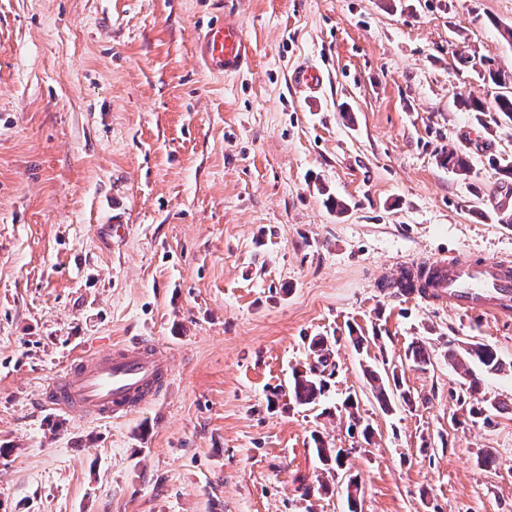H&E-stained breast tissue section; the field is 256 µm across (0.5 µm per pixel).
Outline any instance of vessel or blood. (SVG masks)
Returning <instances> with one entry per match:
<instances>
[{"instance_id":"1","label":"vessel or blood","mask_w":512,"mask_h":512,"mask_svg":"<svg viewBox=\"0 0 512 512\" xmlns=\"http://www.w3.org/2000/svg\"><path fill=\"white\" fill-rule=\"evenodd\" d=\"M194 51L213 73L248 67L252 49L235 16L207 26ZM407 296L454 313L512 317V261L482 260L465 253L407 263L391 282ZM173 378L169 352L148 340L117 344L71 361L41 387V399L64 414L119 420L152 400Z\"/></svg>"}]
</instances>
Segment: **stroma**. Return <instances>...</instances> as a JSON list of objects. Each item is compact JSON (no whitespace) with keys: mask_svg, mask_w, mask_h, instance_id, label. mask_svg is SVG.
<instances>
[{"mask_svg":"<svg viewBox=\"0 0 512 512\" xmlns=\"http://www.w3.org/2000/svg\"><path fill=\"white\" fill-rule=\"evenodd\" d=\"M223 12L253 49L227 77L193 49ZM506 27L512 0H0V512H347L351 474L362 512H512V320L384 285L512 258V122L455 104L492 103L457 58L511 70ZM314 336L338 337L335 373L300 406ZM140 338L173 357L158 398L116 422L41 405L75 352ZM475 342L504 368L463 401L448 350ZM387 365L412 402L386 411L364 371ZM349 395L372 442L333 411ZM315 432L348 472L326 480Z\"/></svg>","mask_w":512,"mask_h":512,"instance_id":"stroma-1","label":"stroma"}]
</instances>
